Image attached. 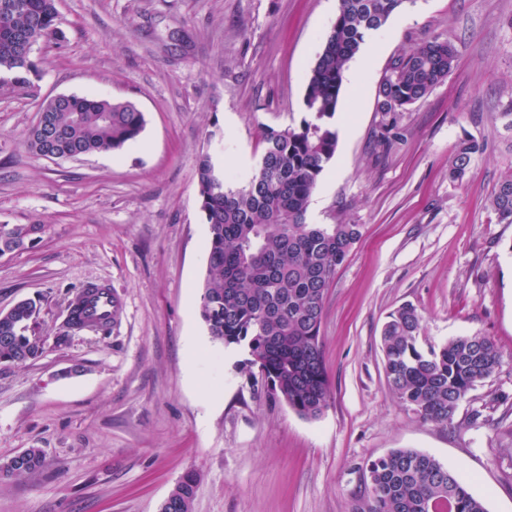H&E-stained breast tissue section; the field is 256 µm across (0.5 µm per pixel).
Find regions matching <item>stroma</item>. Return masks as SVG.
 <instances>
[{"label":"stroma","mask_w":512,"mask_h":512,"mask_svg":"<svg viewBox=\"0 0 512 512\" xmlns=\"http://www.w3.org/2000/svg\"><path fill=\"white\" fill-rule=\"evenodd\" d=\"M339 7L58 0L62 36L34 46V89L0 93V224L47 227L0 257V311L34 300L29 333L45 341L39 357L0 364V462L43 451L38 472L0 479V512H159L188 472L192 512H362V467L394 448L434 455L487 512H512V224L485 207L512 169V0H412L361 87H344L349 128L307 211L311 224L363 227L326 293L323 415L274 400L247 351L213 340L200 317L199 157L249 171L263 127L300 120ZM432 36L457 46V65L377 146L379 85ZM59 94L132 101L144 129L113 152L36 156L28 133ZM466 136L481 150L453 182ZM91 283L112 288L120 316L106 335L66 332L69 300ZM407 303L424 314L423 346L485 336L503 353L453 424L423 422L388 387L381 331Z\"/></svg>","instance_id":"35a3bbf8"}]
</instances>
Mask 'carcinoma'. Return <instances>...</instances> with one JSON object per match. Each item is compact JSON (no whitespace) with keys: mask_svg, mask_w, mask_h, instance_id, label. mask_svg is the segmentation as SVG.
<instances>
[{"mask_svg":"<svg viewBox=\"0 0 512 512\" xmlns=\"http://www.w3.org/2000/svg\"><path fill=\"white\" fill-rule=\"evenodd\" d=\"M409 0H341L340 9L308 74L303 116L284 128L266 127L257 168L232 187L211 153L197 166L200 211L209 226L208 275L200 316L210 336L225 346H245L272 394L299 416L315 420L329 405L320 327L324 301L336 270L362 237L360 224H309L307 210L319 177L335 157L336 112L349 62L365 38L382 28ZM60 33L56 0H0V88L29 91L38 77L25 51L29 42ZM457 47L431 37L398 58L383 79L377 111L389 117L406 110L445 81ZM39 111L63 129L60 156L118 150L144 128L135 103L73 96L44 101ZM480 144L458 140L448 178H465ZM488 207L501 224H512V170L498 181ZM38 227L0 224V256L26 249ZM89 289L69 304L66 327L106 332L95 320ZM37 306L22 301L0 317V363H20L43 349L28 334ZM424 317L412 305L389 315L381 334L388 386L424 422L448 425L468 395L499 368L502 354L485 336H456L427 349L420 344ZM42 451L30 448L0 477L37 471ZM196 477L186 475L171 491L165 512H192ZM364 512H486L460 471L435 456L396 448L363 467Z\"/></svg>","mask_w":512,"mask_h":512,"instance_id":"cac0c4a2","label":"carcinoma"}]
</instances>
